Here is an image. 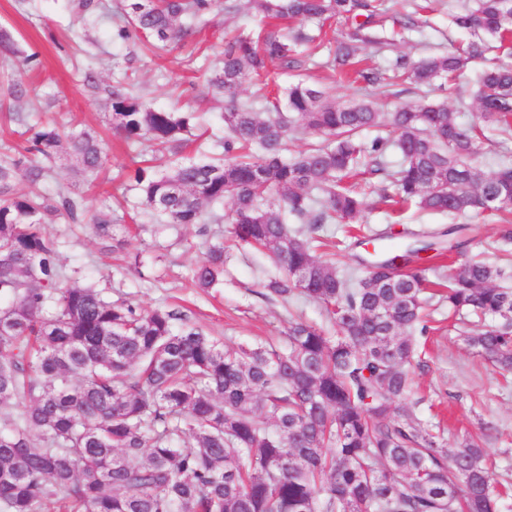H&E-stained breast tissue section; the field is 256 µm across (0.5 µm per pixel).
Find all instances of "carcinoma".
Masks as SVG:
<instances>
[{"label":"carcinoma","mask_w":512,"mask_h":512,"mask_svg":"<svg viewBox=\"0 0 512 512\" xmlns=\"http://www.w3.org/2000/svg\"><path fill=\"white\" fill-rule=\"evenodd\" d=\"M222 0H125L116 36L154 49L176 47L219 10ZM259 27L224 40L209 84L224 94L228 134L210 160L181 152L193 112L147 104L119 82L108 90L112 125L128 140L169 153L138 167L130 190L158 224L232 225L240 244L272 253L281 274L267 292L321 303L336 335L304 322L288 348H224L183 324L176 310L147 311L107 300L92 286L68 285L46 225L78 198L21 192L60 149L84 175L97 173L103 147L90 131L63 135L38 120L26 146L0 159V512H499L481 437L450 453L413 417L417 336L428 332L431 284L412 262L420 250L453 252L475 231L451 224L421 248L393 254L392 229L358 240L385 241L361 258L360 277L322 259L313 234L324 224H358L365 187L378 176L394 187L380 202L394 213L472 214L497 220L512 240V162L489 175L476 166L485 128L512 133V0H468L451 14L469 35L448 53L397 52L383 69L359 59L391 46L386 24L418 27L417 0H249ZM342 27L327 37L326 27ZM325 48L326 66L381 90L456 85L480 66L471 123L448 102L383 111L369 97L336 100L298 78L284 98L242 103L243 83L272 64L298 69ZM323 137L290 160L287 131ZM385 128L367 142L360 133ZM400 163L391 168L388 154ZM276 196L274 201L268 197ZM230 198L227 214L206 209ZM308 225L292 231L287 217ZM114 236L112 212L92 216ZM483 260L449 270L448 309L490 323L467 344L512 371V288ZM224 278V246L209 247L194 269L200 288Z\"/></svg>","instance_id":"1"}]
</instances>
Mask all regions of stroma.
<instances>
[{"label": "stroma", "mask_w": 512, "mask_h": 512, "mask_svg": "<svg viewBox=\"0 0 512 512\" xmlns=\"http://www.w3.org/2000/svg\"><path fill=\"white\" fill-rule=\"evenodd\" d=\"M454 0H436L428 23L410 32L403 52L418 57L454 50L466 36L451 22ZM211 16L200 34L184 47L152 52L136 39L116 37V14L123 0H0V28L18 39L20 48L39 55L35 71L24 73L27 92L13 97L6 74L0 73V156L18 140L19 120L33 112L46 113L63 132H98L106 153L105 167L95 182L77 173L74 160L60 153L52 161V175L20 189L54 195L68 188L84 206L83 221L70 223L57 216L49 232L58 240V263L65 275L96 286L106 298L126 299L143 309H178L186 322L216 338L224 347L259 342L285 345L291 322L302 320L328 327L318 302L296 295L282 299L265 294L264 286L277 276L269 252L234 244L229 224L159 225L140 212L125 184L145 147L125 141L112 128L106 86L131 77L134 87L154 106L196 113L210 136H225V102L208 86V77L222 58L225 33L251 29L258 19L248 0ZM98 77L97 87L84 85V70ZM111 205L123 229L116 240L100 239L92 215ZM328 240L324 259L338 271L355 269L365 246L347 238L341 224L323 225ZM223 241L224 281L204 291L192 280L204 245ZM471 259H485L505 268L501 284L512 287V242L501 243L496 224H484L479 237L450 257L425 258L427 277L437 265L456 267ZM432 321L420 337V367L413 373L414 415L448 450H456L464 435L484 432L494 462L495 477L512 478V374H501L491 362L465 342L463 329H475L476 318L452 319L447 303H432Z\"/></svg>", "instance_id": "obj_1"}]
</instances>
